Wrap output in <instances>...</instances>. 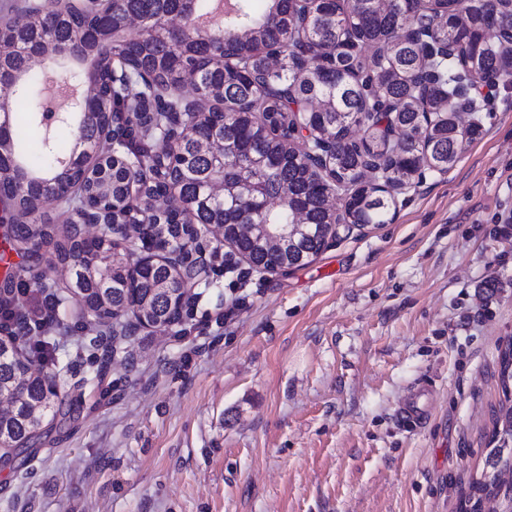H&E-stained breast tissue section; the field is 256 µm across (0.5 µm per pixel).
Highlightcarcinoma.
<instances>
[{
  "label": "carcinoma",
  "mask_w": 512,
  "mask_h": 512,
  "mask_svg": "<svg viewBox=\"0 0 512 512\" xmlns=\"http://www.w3.org/2000/svg\"><path fill=\"white\" fill-rule=\"evenodd\" d=\"M21 19L0 23V78L13 79L18 97L3 112L17 151L0 157V225L19 261L0 288V313L15 310V288L59 289L45 274H31L30 260L46 248L68 265L88 301L106 296L90 321L112 329L99 357L105 366L113 343L131 332L128 316L143 322L180 323L183 310L170 293L181 281L176 265L143 256L145 242L166 238L186 255L196 250L200 228L224 225V237L252 264L273 270L315 260L336 238V222L365 229L388 224L395 195L414 183L421 165L452 167L476 134L445 119L465 106L479 111L472 90L512 82V0H48L26 4ZM212 17L205 31L176 40L168 19ZM142 33L125 37L129 19ZM110 27L122 36L106 52L93 50L95 35ZM498 31V41L487 31ZM448 45V60L438 49ZM79 47L108 115L92 127L77 112L43 123L54 105L41 95L43 76L30 73L34 56ZM195 85L188 100L181 88ZM36 97L28 126L42 130L45 161L36 162L14 120L15 105ZM76 126L61 146L53 131ZM112 136V156L79 155L68 166L75 138L92 145ZM224 144V155L200 142ZM223 172L227 195L213 199L206 182ZM179 187L186 208H167L169 185ZM344 196L341 211L327 197ZM61 196L53 221L46 204ZM300 214L305 232L288 237ZM102 221L108 237L77 239L72 226ZM267 224L284 238L267 252L237 225ZM142 226L136 243L118 226ZM106 268L108 276L100 275ZM9 327L0 324V389L15 410L0 434L26 443L34 426L27 409L40 402L60 413L54 372L37 365ZM504 396L512 383V344L500 352ZM479 476L471 479L459 512H507L512 505V405L497 418Z\"/></svg>",
  "instance_id": "1"
}]
</instances>
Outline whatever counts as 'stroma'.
Instances as JSON below:
<instances>
[{
    "label": "stroma",
    "instance_id": "1",
    "mask_svg": "<svg viewBox=\"0 0 512 512\" xmlns=\"http://www.w3.org/2000/svg\"><path fill=\"white\" fill-rule=\"evenodd\" d=\"M182 331L139 328L97 378L74 301L48 344L70 414L0 470V512H457L504 406L512 343V85L392 223L312 263L231 268L202 232ZM433 386L421 428L398 408Z\"/></svg>",
    "mask_w": 512,
    "mask_h": 512
}]
</instances>
